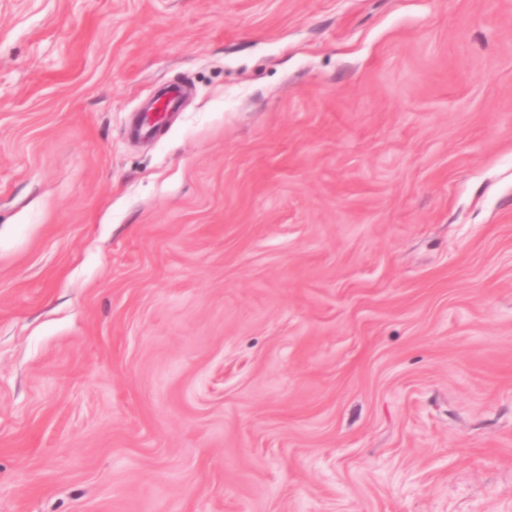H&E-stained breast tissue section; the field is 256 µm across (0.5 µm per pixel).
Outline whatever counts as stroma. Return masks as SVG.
I'll list each match as a JSON object with an SVG mask.
<instances>
[{"instance_id": "obj_1", "label": "stroma", "mask_w": 512, "mask_h": 512, "mask_svg": "<svg viewBox=\"0 0 512 512\" xmlns=\"http://www.w3.org/2000/svg\"><path fill=\"white\" fill-rule=\"evenodd\" d=\"M0 512H512V0H0Z\"/></svg>"}]
</instances>
